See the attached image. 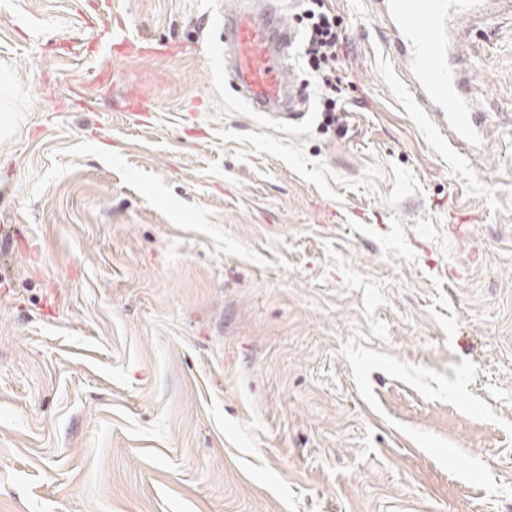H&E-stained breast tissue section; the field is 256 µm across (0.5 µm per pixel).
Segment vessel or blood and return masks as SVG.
<instances>
[{"instance_id": "1", "label": "vessel or blood", "mask_w": 512, "mask_h": 512, "mask_svg": "<svg viewBox=\"0 0 512 512\" xmlns=\"http://www.w3.org/2000/svg\"><path fill=\"white\" fill-rule=\"evenodd\" d=\"M479 0H378L393 58L407 91L437 119L457 147L471 153L485 144L488 115L474 104L471 66L452 47V28L472 16ZM296 34L273 12L238 9L224 16V74L256 112L293 110V72L283 50Z\"/></svg>"}]
</instances>
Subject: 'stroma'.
Listing matches in <instances>:
<instances>
[{"label": "stroma", "instance_id": "stroma-1", "mask_svg": "<svg viewBox=\"0 0 512 512\" xmlns=\"http://www.w3.org/2000/svg\"><path fill=\"white\" fill-rule=\"evenodd\" d=\"M238 2L0 0V512H512V17L475 158L375 0H325L341 124L296 44L250 111Z\"/></svg>", "mask_w": 512, "mask_h": 512}]
</instances>
